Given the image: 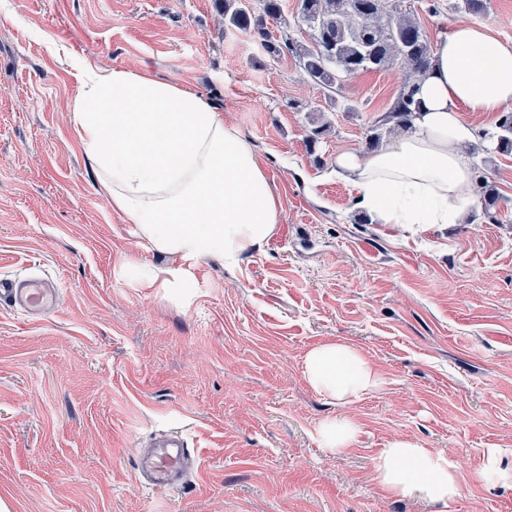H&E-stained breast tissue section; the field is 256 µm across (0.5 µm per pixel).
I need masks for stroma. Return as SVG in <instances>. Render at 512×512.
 I'll return each instance as SVG.
<instances>
[{"label":"stroma","instance_id":"1","mask_svg":"<svg viewBox=\"0 0 512 512\" xmlns=\"http://www.w3.org/2000/svg\"><path fill=\"white\" fill-rule=\"evenodd\" d=\"M405 3L428 39L469 23L512 43V0L482 16ZM84 61L193 90L239 129L282 202L261 249L200 262L182 288L142 287L167 259L113 210L75 135ZM402 81L396 66L361 73L328 112L292 57L219 26L213 0H0V275L60 291L41 320L0 307L10 512H512V485L479 477L484 449L512 448V154L496 150V117L465 113L496 219L362 222L336 155L368 150ZM331 340L360 348L383 387L344 407L313 390L303 358ZM337 415L359 425L339 454L314 434ZM169 430L196 448L198 477L153 489L135 455ZM395 436L453 452L461 496L381 491L371 459Z\"/></svg>","mask_w":512,"mask_h":512}]
</instances>
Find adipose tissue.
Here are the masks:
<instances>
[{"instance_id":"adipose-tissue-1","label":"adipose tissue","mask_w":512,"mask_h":512,"mask_svg":"<svg viewBox=\"0 0 512 512\" xmlns=\"http://www.w3.org/2000/svg\"><path fill=\"white\" fill-rule=\"evenodd\" d=\"M432 64L406 128L376 150L336 155L357 192L356 205L380 224H459L478 202L464 150L475 130L462 111L512 108V43L462 23L432 44ZM71 119L113 210L155 252L173 257L143 287L178 288L205 260L234 264L260 249L282 217V203L255 151L197 93L139 70L83 64ZM303 377L345 406L379 389V371L343 341L314 346ZM387 495L448 504L462 493L452 453L395 436L372 459Z\"/></svg>"}]
</instances>
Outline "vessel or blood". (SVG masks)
<instances>
[{
  "label": "vessel or blood",
  "mask_w": 512,
  "mask_h": 512,
  "mask_svg": "<svg viewBox=\"0 0 512 512\" xmlns=\"http://www.w3.org/2000/svg\"><path fill=\"white\" fill-rule=\"evenodd\" d=\"M58 304V290L40 278L0 277V306L25 312L38 320L51 313ZM139 475L155 488L177 489L186 485L198 471L193 448L179 433L155 435L148 447L137 454Z\"/></svg>",
  "instance_id": "vessel-or-blood-1"
}]
</instances>
